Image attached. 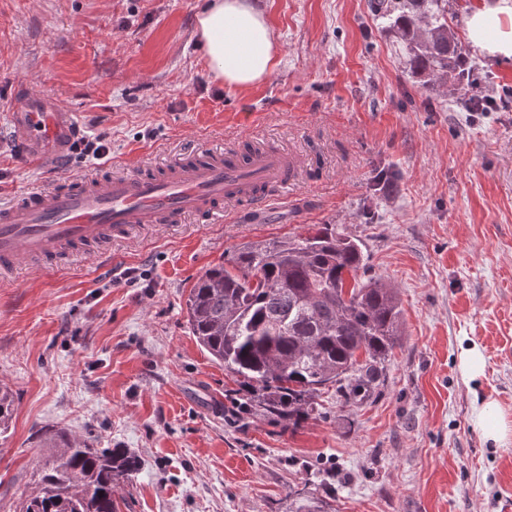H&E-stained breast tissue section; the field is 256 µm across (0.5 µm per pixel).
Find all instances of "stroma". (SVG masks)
I'll return each instance as SVG.
<instances>
[{"label":"stroma","mask_w":512,"mask_h":512,"mask_svg":"<svg viewBox=\"0 0 512 512\" xmlns=\"http://www.w3.org/2000/svg\"><path fill=\"white\" fill-rule=\"evenodd\" d=\"M368 0H251L278 65L225 86L197 45L207 0H0V117L13 89L58 97L106 164L73 154L32 167L0 141V205L86 173L225 146L273 143L303 161L286 202L231 222L152 224L109 243L105 269L72 254L0 276V384L14 397L0 435V512L52 459L37 432L126 448L139 469L117 489L129 512H288V489L330 493L334 512H505L512 438L472 425L475 396L512 427V61L462 111L452 76L415 74ZM333 224L364 252L361 278L394 286L405 336L375 393L344 405L322 393L300 427L248 414L192 336L185 301L198 277L244 241ZM479 345L481 377L459 367Z\"/></svg>","instance_id":"stroma-1"}]
</instances>
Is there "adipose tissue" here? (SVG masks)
Listing matches in <instances>:
<instances>
[{"label":"adipose tissue","mask_w":512,"mask_h":512,"mask_svg":"<svg viewBox=\"0 0 512 512\" xmlns=\"http://www.w3.org/2000/svg\"><path fill=\"white\" fill-rule=\"evenodd\" d=\"M196 28L211 71L228 86H251L278 64L269 25L245 0H211L198 15ZM468 35L480 51L512 59V0L473 10Z\"/></svg>","instance_id":"adipose-tissue-1"}]
</instances>
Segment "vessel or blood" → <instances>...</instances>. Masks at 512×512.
<instances>
[{
    "label": "vessel or blood",
    "instance_id": "1",
    "mask_svg": "<svg viewBox=\"0 0 512 512\" xmlns=\"http://www.w3.org/2000/svg\"><path fill=\"white\" fill-rule=\"evenodd\" d=\"M11 141L33 167L55 166L74 152L80 124L57 98L20 87L5 118ZM294 159L265 145L247 164L230 152L212 151L198 162L175 160L163 175L144 170L109 177L84 175L23 194L0 207V271L30 265L33 270L72 253L109 261L102 243L148 224H179L198 216L223 223L239 206L263 212L276 192L288 188Z\"/></svg>",
    "mask_w": 512,
    "mask_h": 512
}]
</instances>
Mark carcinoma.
Wrapping results in <instances>:
<instances>
[{"instance_id":"obj_1","label":"carcinoma","mask_w":512,"mask_h":512,"mask_svg":"<svg viewBox=\"0 0 512 512\" xmlns=\"http://www.w3.org/2000/svg\"><path fill=\"white\" fill-rule=\"evenodd\" d=\"M370 10L398 34L416 72L451 74L466 86L486 79L448 24V0H370ZM363 258L336 225L313 224L294 237L241 243L228 265L198 277L185 302L187 323L243 392L240 407L296 428L325 387L346 403L371 395L403 336L402 308L396 288L361 279ZM13 412L11 391L0 387V435ZM39 438L57 454L15 512H120L114 488L138 470L134 454L59 430ZM329 509L303 489L288 491V512Z\"/></svg>"}]
</instances>
